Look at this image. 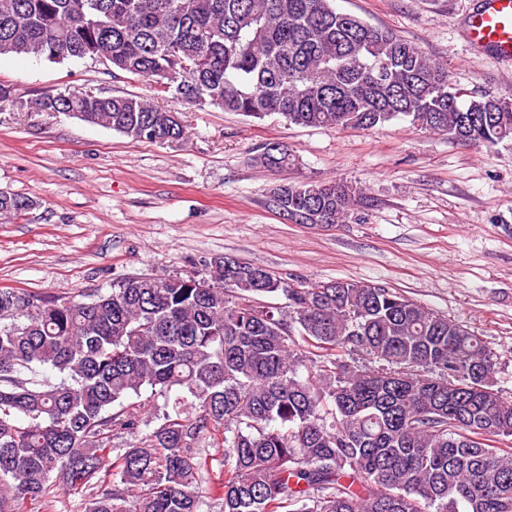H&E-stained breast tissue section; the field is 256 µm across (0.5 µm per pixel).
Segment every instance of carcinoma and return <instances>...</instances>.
<instances>
[{
    "label": "carcinoma",
    "mask_w": 512,
    "mask_h": 512,
    "mask_svg": "<svg viewBox=\"0 0 512 512\" xmlns=\"http://www.w3.org/2000/svg\"><path fill=\"white\" fill-rule=\"evenodd\" d=\"M1 56L104 57L159 92L187 78V104L290 125L407 119L463 144L512 140V98L460 103L445 67L332 0H0ZM38 104L135 141L185 136L176 113L136 96ZM258 162L295 157L269 142ZM273 197L309 225L368 203L335 180ZM31 206L0 192L1 217ZM268 294L287 305L257 301ZM496 384L481 336L375 284L307 283L224 256L65 298L0 288V512L48 506L57 488L87 493L79 512H204L208 499L221 512H512V399ZM144 390L165 399L163 423L114 447L140 409L112 406Z\"/></svg>",
    "instance_id": "obj_1"
}]
</instances>
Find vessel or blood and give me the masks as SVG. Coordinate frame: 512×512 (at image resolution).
<instances>
[{
    "label": "vessel or blood",
    "mask_w": 512,
    "mask_h": 512,
    "mask_svg": "<svg viewBox=\"0 0 512 512\" xmlns=\"http://www.w3.org/2000/svg\"><path fill=\"white\" fill-rule=\"evenodd\" d=\"M465 38L472 48L493 49L502 62L512 65V0H485L470 18Z\"/></svg>",
    "instance_id": "1"
}]
</instances>
